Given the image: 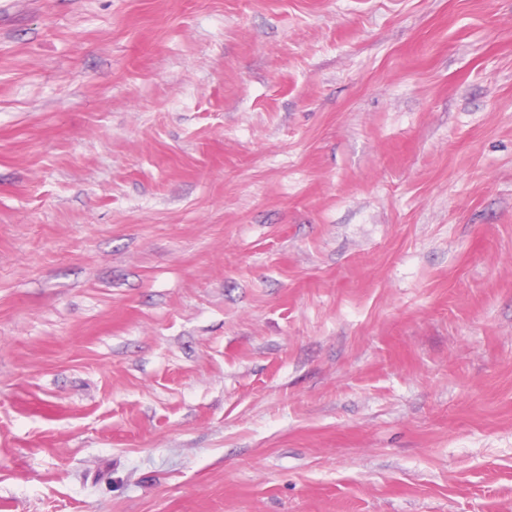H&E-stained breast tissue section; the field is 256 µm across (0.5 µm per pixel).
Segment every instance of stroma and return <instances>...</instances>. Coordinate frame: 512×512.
Returning a JSON list of instances; mask_svg holds the SVG:
<instances>
[{
	"mask_svg": "<svg viewBox=\"0 0 512 512\" xmlns=\"http://www.w3.org/2000/svg\"><path fill=\"white\" fill-rule=\"evenodd\" d=\"M0 512H512V0H0Z\"/></svg>",
	"mask_w": 512,
	"mask_h": 512,
	"instance_id": "1",
	"label": "stroma"
}]
</instances>
